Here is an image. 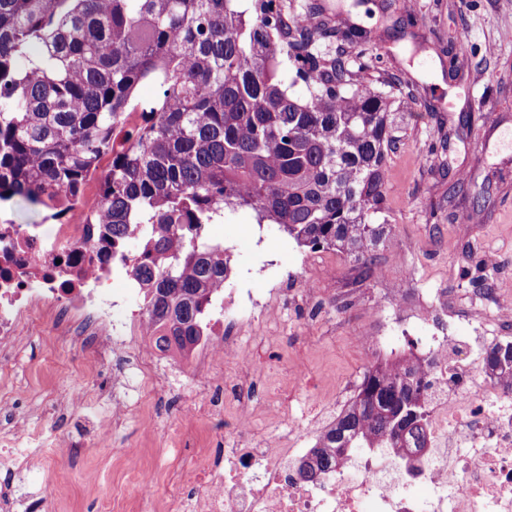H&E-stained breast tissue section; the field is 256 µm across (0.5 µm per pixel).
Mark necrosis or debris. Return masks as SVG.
<instances>
[{"mask_svg": "<svg viewBox=\"0 0 512 512\" xmlns=\"http://www.w3.org/2000/svg\"><path fill=\"white\" fill-rule=\"evenodd\" d=\"M100 251L93 224H0L1 355L37 323L50 324L58 342L92 347L105 359L148 340L145 305L129 301L138 285L114 293L113 280L126 273L105 263ZM286 294L283 288L273 297L246 288L225 294L192 363L204 380L223 363L237 368L224 388L223 410L213 413L214 420L230 419L224 466L213 468L206 455H197L188 475L200 491L176 501L172 512H512V383L475 366L476 354H487L494 342L484 323L476 335L445 329L404 351L435 380L420 452L353 448L316 480L303 479L300 465L312 455L307 439L336 419L337 399L327 390L313 393L316 412L307 424L243 447L256 422L272 416L251 395L258 370L246 333L256 322L281 327ZM408 298L407 289H397L390 318L356 344L382 350L406 327L433 324Z\"/></svg>", "mask_w": 512, "mask_h": 512, "instance_id": "4bbe7bcc", "label": "necrosis or debris"}]
</instances>
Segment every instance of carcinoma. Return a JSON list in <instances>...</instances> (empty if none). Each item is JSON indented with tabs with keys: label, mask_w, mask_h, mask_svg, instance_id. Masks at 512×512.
Wrapping results in <instances>:
<instances>
[{
	"label": "carcinoma",
	"mask_w": 512,
	"mask_h": 512,
	"mask_svg": "<svg viewBox=\"0 0 512 512\" xmlns=\"http://www.w3.org/2000/svg\"><path fill=\"white\" fill-rule=\"evenodd\" d=\"M335 37L358 47L354 65L321 52ZM367 44L288 0H0V203L21 197L62 224L97 180L83 222L103 225L117 253L139 240L127 271L146 286L163 352L209 334L227 263L198 229L227 210L369 275L391 233L384 174L401 127L394 93L359 77ZM485 365L512 380V341ZM425 417L411 369L378 362L302 475L376 440L421 448Z\"/></svg>",
	"instance_id": "obj_1"
}]
</instances>
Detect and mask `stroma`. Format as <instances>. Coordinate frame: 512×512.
I'll return each instance as SVG.
<instances>
[{
	"label": "stroma",
	"instance_id": "1",
	"mask_svg": "<svg viewBox=\"0 0 512 512\" xmlns=\"http://www.w3.org/2000/svg\"><path fill=\"white\" fill-rule=\"evenodd\" d=\"M339 22L383 29L385 47L364 76L390 82L405 107L402 138L388 157L386 218L391 239L375 253L372 275L331 250L336 270L314 302L288 303L279 374L271 381L273 420L259 433H282L310 411L315 389L362 381L376 359L358 348L369 316L389 317L392 290L407 285L424 298L440 288H492L512 300V0H414L407 24L404 0H319ZM470 124H462V116ZM212 241L236 247L230 287L269 293L299 289L311 271L308 248L274 226L258 225L247 210L225 212L212 224ZM112 364L90 349L53 345L50 329L35 325L0 366V437L16 423L38 429L41 444L17 443L14 471H0V499L12 496L29 512H136V472L154 476L155 512H170L193 494L177 471L194 456L168 439L202 381L191 366L149 389L133 388L117 431L98 443L96 422L111 419V403L92 404L91 388L111 389Z\"/></svg>",
	"mask_w": 512,
	"mask_h": 512
}]
</instances>
